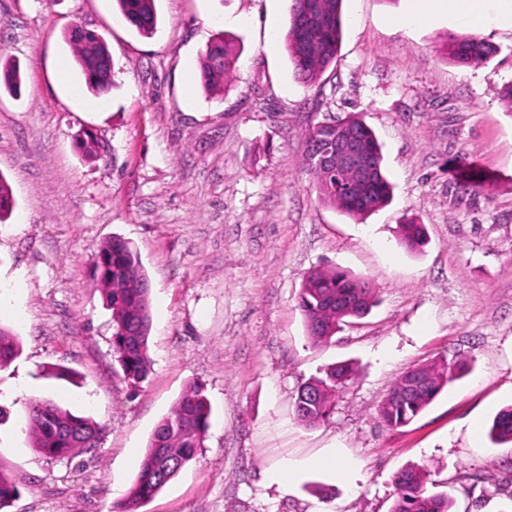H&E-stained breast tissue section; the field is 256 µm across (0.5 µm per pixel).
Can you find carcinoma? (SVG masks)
<instances>
[{"label":"carcinoma","mask_w":512,"mask_h":512,"mask_svg":"<svg viewBox=\"0 0 512 512\" xmlns=\"http://www.w3.org/2000/svg\"><path fill=\"white\" fill-rule=\"evenodd\" d=\"M124 18L145 37L153 35L158 16L155 0H117ZM342 0H291L289 27L284 43L295 77L302 84H315L336 59L342 31ZM87 87L98 95L108 94L113 86L111 56L106 43L96 34L75 25L67 33ZM445 55L457 64L482 63L496 53V47L471 34H450L442 45ZM239 55L232 42L217 36L207 47L200 66L203 87L224 90ZM23 74L10 61L0 63V89L13 95L21 93ZM339 123L356 133L372 154L375 172L372 180L356 189H336V173L321 166L314 153L336 139V127L328 124L312 129L307 136L305 163L315 179L320 198L341 213L363 217L386 205L391 185L382 165L377 137L362 119L348 116ZM82 154L97 153V138L90 132L77 135ZM14 207L7 181L0 176V220ZM398 241L410 251L426 243L425 225L410 221L397 226ZM94 269L107 305L112 309L114 333L112 347L126 380L140 384L151 372L149 355L151 330L150 289L143 287L147 276L137 251L122 238L102 242L95 255ZM375 290L368 281L340 268L313 269L303 277L299 306L305 318L309 338L315 344L329 341L350 318H361L376 303ZM19 353L15 336L0 327V367ZM460 366L423 365L404 372L391 386L378 408V418L389 427H401L418 416L454 378ZM354 376L349 364H335L326 376L302 385L293 403L296 419L306 425L330 416L336 393ZM211 405L204 389L193 385L178 400L172 414L155 428L140 463L137 477L124 497L116 503V512H139L181 469L194 460L210 427ZM27 421L33 447L52 460L70 459L86 449L85 440L97 435L96 424L55 403L34 398L27 406ZM489 436L498 443H512V407L500 411ZM430 473L423 466L410 465L394 478L395 499L391 512H451L452 499L430 489ZM19 495L16 482L0 472V512Z\"/></svg>","instance_id":"cac0c4a2"}]
</instances>
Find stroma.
Masks as SVG:
<instances>
[{
    "label": "stroma",
    "mask_w": 512,
    "mask_h": 512,
    "mask_svg": "<svg viewBox=\"0 0 512 512\" xmlns=\"http://www.w3.org/2000/svg\"><path fill=\"white\" fill-rule=\"evenodd\" d=\"M290 0H157L141 36L115 0H0V53L20 95L0 90V175L15 201L0 220V327L21 352L0 367V472L19 497L4 512H113L156 426L191 385L211 407L203 448L141 512H390L395 474L423 465L454 512H512V445L488 431L512 406V0H487L488 63L459 66L457 16L405 24L414 0H344L335 62L314 86L282 44ZM106 42L114 86L87 91L65 39L74 24ZM239 48L220 93L197 75L216 34ZM356 113L376 133L392 201L354 219L318 198L303 160L309 130ZM92 129L85 159L74 136ZM482 193L461 194L470 173ZM425 224L419 252L394 229ZM137 250L150 284L152 371L124 380L112 311L93 273L111 237ZM337 266L369 281L377 305L325 345L298 307L303 276ZM356 374L326 421L292 410L331 365ZM463 369L409 425L377 409L405 371ZM62 365L72 377L49 375ZM92 419L96 448L36 452L30 398ZM352 464L339 477L327 449ZM305 462L287 489L265 473Z\"/></svg>",
    "instance_id": "1"
}]
</instances>
